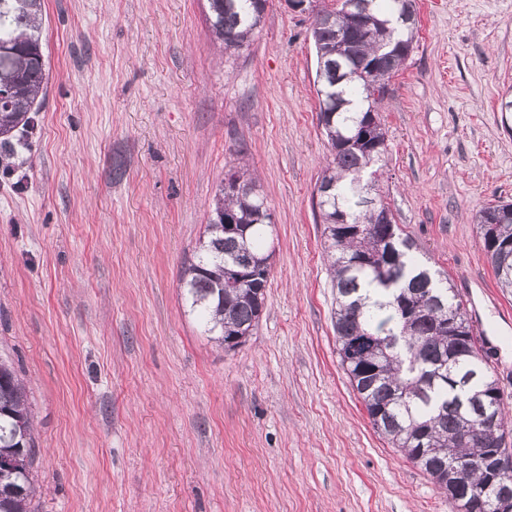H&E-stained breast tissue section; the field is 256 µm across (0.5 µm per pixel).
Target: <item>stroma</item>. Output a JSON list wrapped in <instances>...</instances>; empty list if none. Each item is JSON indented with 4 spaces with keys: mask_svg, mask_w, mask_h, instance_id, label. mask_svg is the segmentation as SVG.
<instances>
[{
    "mask_svg": "<svg viewBox=\"0 0 512 512\" xmlns=\"http://www.w3.org/2000/svg\"><path fill=\"white\" fill-rule=\"evenodd\" d=\"M47 93L0 174V358L35 416L34 512H449L371 426L336 350L313 192L331 158L309 18L269 0L222 51L205 0H46ZM379 115L377 189L474 319L512 412V295L474 217L512 202V0H417ZM246 168L275 253L227 352L188 307L225 174Z\"/></svg>",
    "mask_w": 512,
    "mask_h": 512,
    "instance_id": "35a3bbf8",
    "label": "stroma"
}]
</instances>
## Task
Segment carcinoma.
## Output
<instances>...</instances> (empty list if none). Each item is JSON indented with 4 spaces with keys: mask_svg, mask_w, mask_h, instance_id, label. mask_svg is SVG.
<instances>
[{
    "mask_svg": "<svg viewBox=\"0 0 512 512\" xmlns=\"http://www.w3.org/2000/svg\"><path fill=\"white\" fill-rule=\"evenodd\" d=\"M45 0H0V145L11 144L14 132L31 126V113L45 100L48 74L41 33ZM214 38L226 50L242 47L258 31L267 0H207ZM359 27L353 17L325 12L312 22L317 61L316 79L335 98L333 121L322 124L331 147L320 183L333 188L318 204L324 228V250L332 287L336 288L334 328L340 365L363 404L373 428L408 461L419 467L447 495L450 512H494L482 507L475 491L490 474L478 467L448 470V462L499 448L512 435L500 387L487 367L488 353L475 336L466 309L454 289L416 256L415 241L399 232L395 221L383 223L389 211L372 194L374 175L386 151L378 113L382 90L404 65L413 49L417 21L397 23L416 14L413 0H358ZM387 26L391 39L406 52L382 58L365 30ZM362 71L367 78L355 76ZM239 189L219 185L212 218L219 213L244 225L240 234L209 223L195 260L180 278L191 311L205 332L227 351L246 342L265 306L271 264V227L266 198L246 172ZM503 204L478 211L476 225L496 284L512 292V213ZM250 255V281L234 273L240 256ZM458 321L444 326L448 311ZM457 363L437 372L448 354ZM19 455L21 468L0 465V512H31L36 494L32 468L36 457L34 422L26 388L14 367L0 359V458Z\"/></svg>",
    "mask_w": 512,
    "mask_h": 512,
    "instance_id": "carcinoma-1",
    "label": "carcinoma"
}]
</instances>
